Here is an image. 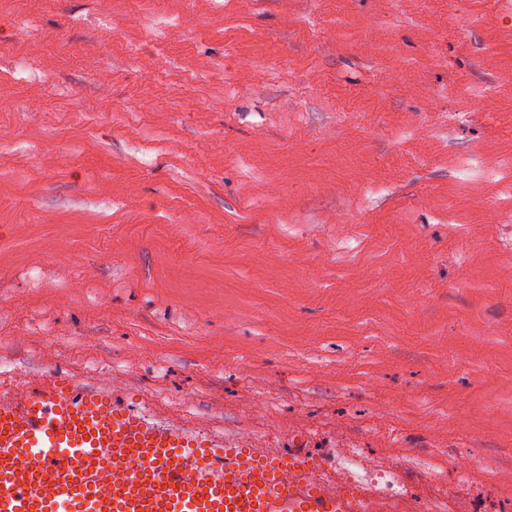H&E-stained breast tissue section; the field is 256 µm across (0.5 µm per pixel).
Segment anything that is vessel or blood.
<instances>
[{"label": "vessel or blood", "mask_w": 512, "mask_h": 512, "mask_svg": "<svg viewBox=\"0 0 512 512\" xmlns=\"http://www.w3.org/2000/svg\"><path fill=\"white\" fill-rule=\"evenodd\" d=\"M313 460L259 452L117 404L66 375L0 372V512H372L309 485Z\"/></svg>", "instance_id": "b4317fda"}]
</instances>
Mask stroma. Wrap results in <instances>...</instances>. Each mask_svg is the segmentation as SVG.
<instances>
[{"label":"stroma","mask_w":512,"mask_h":512,"mask_svg":"<svg viewBox=\"0 0 512 512\" xmlns=\"http://www.w3.org/2000/svg\"><path fill=\"white\" fill-rule=\"evenodd\" d=\"M0 370L512 512V0H0Z\"/></svg>","instance_id":"35a3bbf8"}]
</instances>
